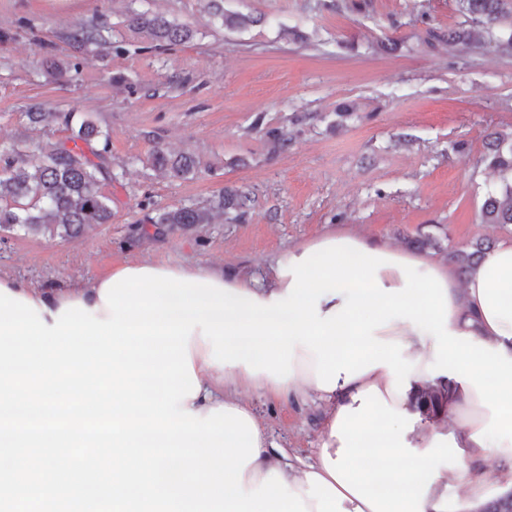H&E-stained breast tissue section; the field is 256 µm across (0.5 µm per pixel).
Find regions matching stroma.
<instances>
[{
    "instance_id": "35a3bbf8",
    "label": "stroma",
    "mask_w": 512,
    "mask_h": 512,
    "mask_svg": "<svg viewBox=\"0 0 512 512\" xmlns=\"http://www.w3.org/2000/svg\"><path fill=\"white\" fill-rule=\"evenodd\" d=\"M364 2L224 0L257 19L230 30L207 0H0V145L66 139L65 126L34 129L25 114L73 110L108 132L112 167L111 223L69 241L0 233V271L66 288L139 256L264 280L275 254L335 226L400 247L422 234L457 248L512 238V224L479 217L501 183L483 160L486 136L512 134L507 32L477 30V47H452L448 31L466 25L456 0ZM134 12L164 14L195 36L154 46L128 28ZM79 26L99 28L119 52L77 47L68 36ZM158 148L192 154L198 172L160 176L150 163ZM227 187L248 198L239 220L144 221ZM238 394L270 440L316 457L321 402L282 405L249 386Z\"/></svg>"
}]
</instances>
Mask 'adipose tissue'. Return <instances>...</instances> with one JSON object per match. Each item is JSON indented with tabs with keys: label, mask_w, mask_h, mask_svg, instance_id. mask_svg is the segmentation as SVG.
Here are the masks:
<instances>
[{
	"label": "adipose tissue",
	"mask_w": 512,
	"mask_h": 512,
	"mask_svg": "<svg viewBox=\"0 0 512 512\" xmlns=\"http://www.w3.org/2000/svg\"><path fill=\"white\" fill-rule=\"evenodd\" d=\"M304 252L300 245L276 254L274 274L263 284L196 264H178L171 271L211 279L268 302L285 294L291 281L280 274V266ZM153 265L150 259H130L125 266H113L111 273L62 289L35 288L0 274V286L33 301L46 321L62 305L76 301L93 309L96 318L107 320L112 312L103 307L100 295L110 274L125 267L137 270ZM430 269L446 284L451 310L448 330L503 347L512 358V240L488 251L466 278H459L449 263L423 258L420 272ZM377 335L402 341L403 358L416 361L410 385L430 382L424 365L433 359L432 336L398 320ZM188 350L200 389L195 397L182 401L184 409L203 416L222 406L249 412V405L236 396L242 384L265 389L281 404L312 395L327 405L316 459L307 462L290 456L266 432H259V455L243 472L244 489L258 488L270 471H278L291 490L302 495L308 512H483L487 502L512 492V444L486 448L476 443L474 435L488 423L490 411L481 406L470 384L449 378L448 428L441 431L417 409L412 395L392 392V377L384 367L327 391L317 385L314 353L301 345L295 348L294 374L283 383L265 373H248L241 364H213L211 345L200 332L192 333Z\"/></svg>",
	"instance_id": "1"
}]
</instances>
